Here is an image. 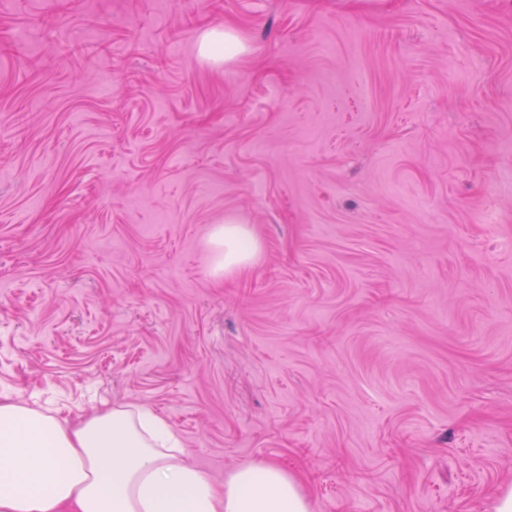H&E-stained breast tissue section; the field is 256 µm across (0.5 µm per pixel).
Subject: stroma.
Segmentation results:
<instances>
[{
	"mask_svg": "<svg viewBox=\"0 0 512 512\" xmlns=\"http://www.w3.org/2000/svg\"><path fill=\"white\" fill-rule=\"evenodd\" d=\"M231 27V61L199 54ZM233 219L254 264L215 274ZM138 403L313 512L512 484V0H0V395ZM219 47L224 49V61L232 60L247 50V47L239 34L230 28L224 30H212L207 32L201 41V51L203 54H213V50Z\"/></svg>",
	"mask_w": 512,
	"mask_h": 512,
	"instance_id": "35a3bbf8",
	"label": "stroma"
}]
</instances>
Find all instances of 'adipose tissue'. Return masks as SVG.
<instances>
[{"instance_id": "ef3b65f1", "label": "adipose tissue", "mask_w": 512, "mask_h": 512, "mask_svg": "<svg viewBox=\"0 0 512 512\" xmlns=\"http://www.w3.org/2000/svg\"><path fill=\"white\" fill-rule=\"evenodd\" d=\"M217 270L251 266L259 242L227 221L210 238ZM0 512H312L299 479L277 463L216 480L188 459L170 424L138 404L77 421L0 398Z\"/></svg>"}]
</instances>
